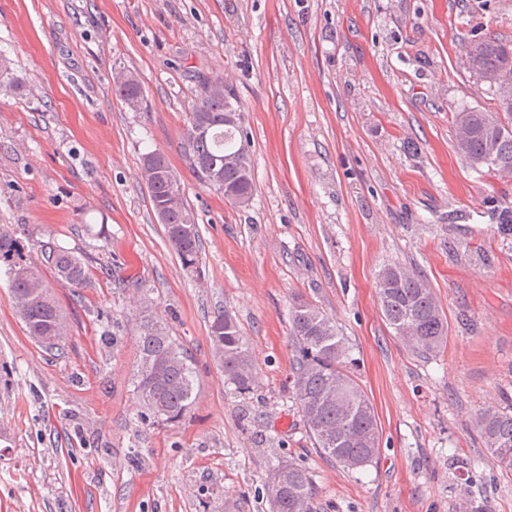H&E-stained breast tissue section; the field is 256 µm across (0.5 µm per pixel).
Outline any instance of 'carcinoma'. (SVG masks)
Segmentation results:
<instances>
[{
    "mask_svg": "<svg viewBox=\"0 0 512 512\" xmlns=\"http://www.w3.org/2000/svg\"><path fill=\"white\" fill-rule=\"evenodd\" d=\"M512 46L499 39L473 40L465 56L475 55L486 73L498 71L501 58ZM113 90L129 108L141 109L143 90L129 70L113 75ZM495 112L462 109L456 116L457 149L473 164L497 172H512V133L501 128L512 124V103L496 100ZM198 124L201 135L183 136L182 154L196 181L222 195L228 202L245 207L254 192L249 153L243 151L247 134L233 87L215 78L199 80V94L186 111L184 131ZM221 165L220 178H212L213 164ZM142 175L155 214L163 224L172 250L186 268H197L200 237L190 210L185 206L176 175L159 152L142 157ZM193 227L189 235L180 230ZM39 261H27L17 238L0 232V257L13 261L7 275L12 297L27 298L33 291L44 295L29 301L23 322L30 336H65L67 320L44 280V271L69 288L87 282L84 262L71 251L49 244L41 246ZM376 289L383 315L406 345L421 354H434L448 335L447 318L426 280L415 271L397 264L378 274ZM290 333L296 345L291 389L308 426L314 447L347 469L373 463L380 453V432L369 397L347 370V348L335 322L301 296L293 299L288 313ZM139 364L133 392L139 416L148 422L173 424L184 419L196 403V373L192 357L170 334L167 325L150 308L139 313ZM210 340L224 370V383L239 394L251 392L255 364L250 348L235 318L226 310L212 316ZM475 425L485 447L505 471H512V400L508 406L477 415ZM279 477V490L269 500L271 512H316L312 481L308 472L293 464L271 465L265 478Z\"/></svg>",
    "mask_w": 512,
    "mask_h": 512,
    "instance_id": "1",
    "label": "carcinoma"
}]
</instances>
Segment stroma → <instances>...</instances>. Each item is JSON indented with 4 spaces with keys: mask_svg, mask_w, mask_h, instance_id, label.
I'll list each match as a JSON object with an SVG mask.
<instances>
[{
    "mask_svg": "<svg viewBox=\"0 0 512 512\" xmlns=\"http://www.w3.org/2000/svg\"><path fill=\"white\" fill-rule=\"evenodd\" d=\"M512 42V0H0V231L38 258L80 255L89 285H48L70 331L27 334L0 261V512H270L267 467L312 479L317 512H512V472L474 420L512 397V175L475 171L456 113L495 109L464 44ZM134 72L146 107L112 90ZM241 103L247 207L199 185L181 155L199 75ZM176 173L202 244L185 269L153 212L141 157ZM429 282L438 354L409 349L376 295L381 268ZM302 294L343 337L380 431L372 464L317 450L292 398L288 310ZM150 298L193 357L180 423H141L131 377ZM237 320L250 393L224 382L209 325ZM457 460L469 469L454 468Z\"/></svg>",
    "mask_w": 512,
    "mask_h": 512,
    "instance_id": "stroma-1",
    "label": "stroma"
}]
</instances>
